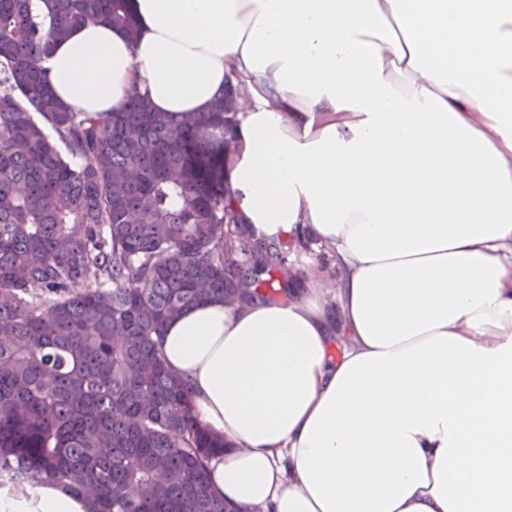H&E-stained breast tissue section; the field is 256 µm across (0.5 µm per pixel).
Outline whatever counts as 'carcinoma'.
Here are the masks:
<instances>
[{"label": "carcinoma", "instance_id": "cac0c4a2", "mask_svg": "<svg viewBox=\"0 0 512 512\" xmlns=\"http://www.w3.org/2000/svg\"><path fill=\"white\" fill-rule=\"evenodd\" d=\"M131 41L130 0H0V487L28 478L87 512H233L160 347L171 320L288 294L282 252L239 229L224 168L231 95L103 121L60 101L40 61L73 28Z\"/></svg>", "mask_w": 512, "mask_h": 512}]
</instances>
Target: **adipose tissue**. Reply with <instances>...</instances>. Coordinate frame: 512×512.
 Segmentation results:
<instances>
[{"label": "adipose tissue", "mask_w": 512, "mask_h": 512, "mask_svg": "<svg viewBox=\"0 0 512 512\" xmlns=\"http://www.w3.org/2000/svg\"><path fill=\"white\" fill-rule=\"evenodd\" d=\"M42 66L101 119L241 82L232 204L338 273L200 305L161 348L242 512H512V0H133ZM0 512H86L48 482Z\"/></svg>", "instance_id": "adipose-tissue-1"}]
</instances>
